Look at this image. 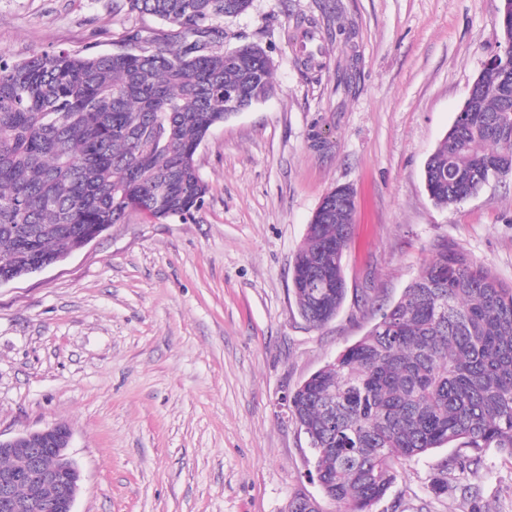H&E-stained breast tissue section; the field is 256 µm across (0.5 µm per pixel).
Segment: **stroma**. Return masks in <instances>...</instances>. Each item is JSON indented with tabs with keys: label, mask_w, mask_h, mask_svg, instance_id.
Wrapping results in <instances>:
<instances>
[{
	"label": "stroma",
	"mask_w": 512,
	"mask_h": 512,
	"mask_svg": "<svg viewBox=\"0 0 512 512\" xmlns=\"http://www.w3.org/2000/svg\"><path fill=\"white\" fill-rule=\"evenodd\" d=\"M499 0H252L224 45H260L274 88L212 129L209 192L187 219L131 209L88 246L0 286V437L72 433L75 512H288L319 496L316 454L287 395L378 322L439 239L512 281V176L442 208L424 166L497 48ZM314 22L318 69L299 41ZM112 0H0V52H108L164 29ZM355 74L352 87L338 85ZM348 186L347 296L316 327L292 290L323 197ZM442 447L403 462L371 512H512V459L442 473ZM446 483L438 492V483ZM474 494L467 497L463 486Z\"/></svg>",
	"instance_id": "1"
}]
</instances>
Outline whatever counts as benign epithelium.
<instances>
[{
	"mask_svg": "<svg viewBox=\"0 0 512 512\" xmlns=\"http://www.w3.org/2000/svg\"><path fill=\"white\" fill-rule=\"evenodd\" d=\"M71 433L63 424L27 431L11 439H0V457L18 458L24 469L0 470V512H31L41 506V495L49 494L52 512H74L81 475L68 454ZM26 483V496L15 487Z\"/></svg>",
	"mask_w": 512,
	"mask_h": 512,
	"instance_id": "7a95c632",
	"label": "benign epithelium"
}]
</instances>
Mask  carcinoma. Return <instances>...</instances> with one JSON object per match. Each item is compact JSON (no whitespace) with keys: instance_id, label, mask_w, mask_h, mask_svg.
<instances>
[{"instance_id":"cac0c4a2","label":"carcinoma","mask_w":512,"mask_h":512,"mask_svg":"<svg viewBox=\"0 0 512 512\" xmlns=\"http://www.w3.org/2000/svg\"><path fill=\"white\" fill-rule=\"evenodd\" d=\"M251 0H113L170 26L136 32L110 53L44 52L10 63L0 53V274L21 277L75 251L86 234L130 209L186 220L209 191L195 155L233 111L224 90L255 104L272 90L259 46L224 50V19ZM501 41L512 9L498 8ZM512 175V59L482 70L425 166L439 206ZM355 208L333 189L298 247L295 298L323 326L346 297L343 255ZM431 257L402 297L336 361L288 398L313 437L316 474L339 512H370L398 466L445 445L442 471L477 466L495 447L512 458V282L458 244Z\"/></svg>"}]
</instances>
